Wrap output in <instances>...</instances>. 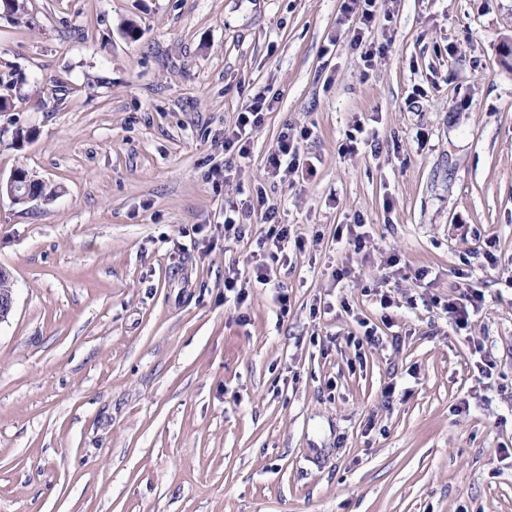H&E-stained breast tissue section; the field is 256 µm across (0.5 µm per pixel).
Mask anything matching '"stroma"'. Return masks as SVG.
<instances>
[{"label": "stroma", "instance_id": "1", "mask_svg": "<svg viewBox=\"0 0 512 512\" xmlns=\"http://www.w3.org/2000/svg\"><path fill=\"white\" fill-rule=\"evenodd\" d=\"M355 26L344 0L0 14V177L53 190L0 197V512H512V0H381L369 67ZM262 90L242 160L224 131ZM264 205L305 246L237 306ZM268 168L272 171L274 176H279L281 173L283 177L298 171L300 165V154L297 144L293 138L286 132H282L277 145L267 159ZM31 181H37L31 178L23 177L14 170L7 181L0 180V196L6 194L14 204H27L29 202L38 200L43 194H46V186L44 184H36L42 192L34 194L30 188ZM25 186L23 190L22 187ZM481 302H483V294L478 292L467 293L461 298L448 300L444 309L448 313V318L453 320L457 327L464 329L469 324L470 308L474 311L478 308V303Z\"/></svg>", "mask_w": 512, "mask_h": 512}]
</instances>
